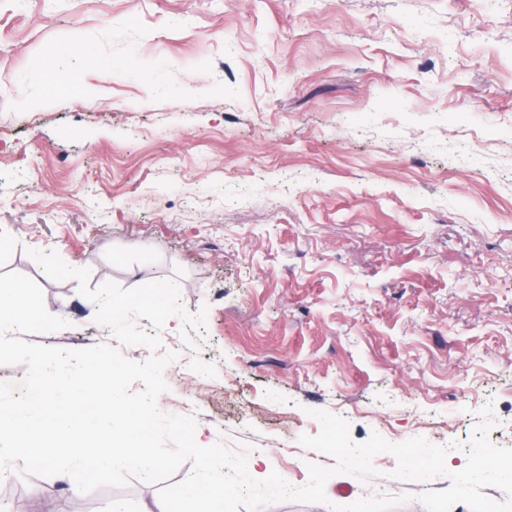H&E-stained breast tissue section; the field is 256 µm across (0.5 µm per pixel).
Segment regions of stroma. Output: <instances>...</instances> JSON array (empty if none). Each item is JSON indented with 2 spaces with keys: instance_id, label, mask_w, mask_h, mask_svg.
Masks as SVG:
<instances>
[{
  "instance_id": "obj_1",
  "label": "stroma",
  "mask_w": 512,
  "mask_h": 512,
  "mask_svg": "<svg viewBox=\"0 0 512 512\" xmlns=\"http://www.w3.org/2000/svg\"><path fill=\"white\" fill-rule=\"evenodd\" d=\"M172 280L162 412L195 440L249 446L290 484L333 457L301 446L345 417L380 434L467 443L483 406L512 447V0H0V274L68 320L27 340L114 344L73 280ZM213 363L207 378L193 357ZM338 474L330 512L376 494L425 512L444 490ZM157 485L71 491L0 478L23 512H143Z\"/></svg>"
}]
</instances>
